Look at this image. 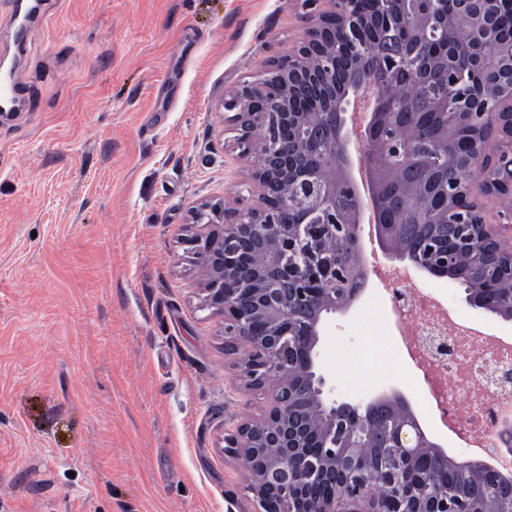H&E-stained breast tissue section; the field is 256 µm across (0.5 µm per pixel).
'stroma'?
<instances>
[{"label": "stroma", "mask_w": 512, "mask_h": 512, "mask_svg": "<svg viewBox=\"0 0 512 512\" xmlns=\"http://www.w3.org/2000/svg\"><path fill=\"white\" fill-rule=\"evenodd\" d=\"M294 0H63L0 56L32 107L0 125V512H253L224 431L269 405L224 349L179 242L191 207L249 197L217 104L302 36ZM415 293L459 323L512 337V319L418 271ZM369 282L320 326L333 399L399 393L427 438L465 463Z\"/></svg>", "instance_id": "1"}]
</instances>
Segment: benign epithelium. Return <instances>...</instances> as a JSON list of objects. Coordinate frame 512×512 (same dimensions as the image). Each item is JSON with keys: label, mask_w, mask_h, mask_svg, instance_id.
Returning <instances> with one entry per match:
<instances>
[{"label": "benign epithelium", "mask_w": 512, "mask_h": 512, "mask_svg": "<svg viewBox=\"0 0 512 512\" xmlns=\"http://www.w3.org/2000/svg\"><path fill=\"white\" fill-rule=\"evenodd\" d=\"M370 3L385 27L405 33L450 12L469 23L481 53L499 17L512 15V0ZM302 6L304 37L218 104L236 132L233 149L250 166L257 201L204 200L181 238L204 305L224 320V345L243 353L238 377L271 391L263 414L219 443L249 473L254 512H512V480L493 470L456 468L465 486L458 492L448 490V467L421 470L434 444L400 400L375 398L361 412L326 398L316 373L322 318L350 307L365 284L360 241L368 213L380 246L417 268L446 270L467 256L482 284L468 303L512 314V244L499 234L512 229V68L488 69L477 57L491 90L464 98L456 83L425 79L416 52L372 48L378 39L361 0ZM397 76L425 87L447 128L469 129L470 149L458 164L479 169V177L458 184L452 199L453 210L472 215L469 224L440 225L406 201L417 189L448 197L437 157L452 141L430 140L425 152L414 151L428 124L389 95ZM373 85L382 106L352 158L341 113L350 95L360 91L364 100ZM355 158L404 169L415 186L393 194L377 180L365 197L351 177ZM416 340L435 355L448 352V336L428 323ZM488 379L511 385L512 366L495 364ZM490 415L496 437L512 446V422Z\"/></svg>", "instance_id": "7a95c632"}]
</instances>
